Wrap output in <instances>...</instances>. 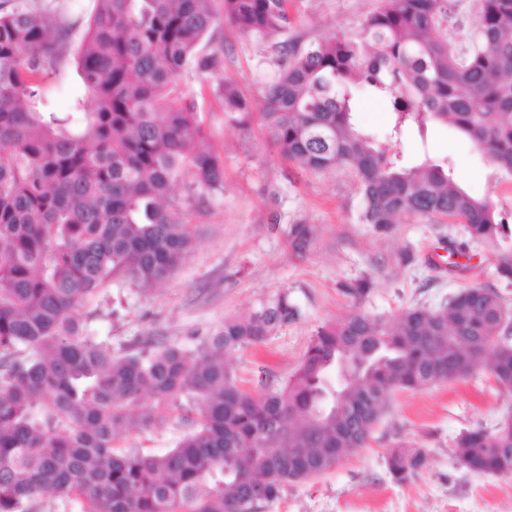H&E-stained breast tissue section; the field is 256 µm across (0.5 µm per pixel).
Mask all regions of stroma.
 <instances>
[{"mask_svg":"<svg viewBox=\"0 0 512 512\" xmlns=\"http://www.w3.org/2000/svg\"><path fill=\"white\" fill-rule=\"evenodd\" d=\"M378 0H291V23L275 38L258 39L221 23L207 44L220 49L215 73L183 72L209 148L224 163V188L204 195L190 216L197 239L180 267L157 288L141 291L113 280L97 310L76 315L85 335L122 353L144 337L193 347L226 318L245 317L287 293L298 317L260 345L232 352L228 362L239 386L262 394L268 383L291 374L311 337L353 310L390 316L413 306L439 308L461 287L488 286L512 300V281L498 276L497 252L472 243L461 225L402 217L380 232L359 223V199L343 173L314 175L284 159L268 141L259 117L237 126L224 110L219 81L233 84L250 102L276 72L275 43L305 46L355 27ZM41 111L67 112L82 99L73 56L44 83ZM447 159L453 180L497 208L512 209V176L451 128L427 137L407 134L404 162L422 155ZM310 230L303 251L291 243L292 225ZM368 280L361 302L348 287ZM512 414V394L487 372L425 391L396 393L368 447L345 452L323 476L285 487L261 512H512V477L478 476L453 456L455 438L471 428H494ZM179 418L167 426L132 431L121 446L162 454L186 433ZM395 448H423L428 464L412 478L392 479L386 458Z\"/></svg>","mask_w":512,"mask_h":512,"instance_id":"1","label":"stroma"}]
</instances>
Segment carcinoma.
<instances>
[{"mask_svg":"<svg viewBox=\"0 0 512 512\" xmlns=\"http://www.w3.org/2000/svg\"><path fill=\"white\" fill-rule=\"evenodd\" d=\"M76 47L72 24L18 0L0 13V512H35L52 495L62 512H258L291 483L363 448L393 394L421 391L479 370L512 390V302L470 286L440 309L393 317L353 311L319 327L296 371L254 395L226 355L264 342L293 320L288 293L246 318H228L194 348L155 343L112 352L82 335L72 316L121 278L142 290L165 281L192 248L187 216L224 188V167L184 103L189 65L214 73L200 53L221 22L242 34L288 29L287 0H96ZM461 46L458 0H381L358 28L306 47L277 46L276 73L259 101L270 141L300 170L343 169L360 199L359 220L380 231L412 215L462 224L498 249L512 213L459 187L429 156L407 166L357 121L363 97L390 113V140L436 122L463 134L512 174V0H478ZM74 52L84 128L38 111L44 78ZM225 111L248 125L252 105L229 83ZM350 370L333 399L336 361ZM194 401L191 432L165 454L119 448L135 429L159 426ZM152 402L132 417L129 407ZM511 425L454 440L467 471L512 476ZM402 482L427 465L421 449L386 458Z\"/></svg>","mask_w":512,"mask_h":512,"instance_id":"carcinoma-1","label":"carcinoma"}]
</instances>
